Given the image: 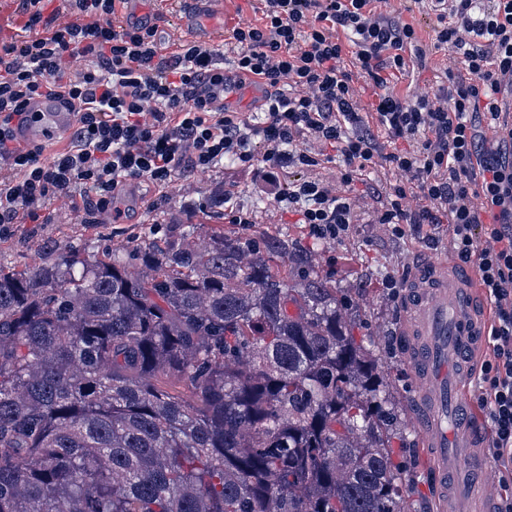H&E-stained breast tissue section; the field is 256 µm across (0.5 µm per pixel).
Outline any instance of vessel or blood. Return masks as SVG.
I'll return each instance as SVG.
<instances>
[{
    "label": "vessel or blood",
    "mask_w": 512,
    "mask_h": 512,
    "mask_svg": "<svg viewBox=\"0 0 512 512\" xmlns=\"http://www.w3.org/2000/svg\"><path fill=\"white\" fill-rule=\"evenodd\" d=\"M145 12L141 0H127L122 22L135 19L157 24L175 20L184 31L208 45L221 46L245 15L237 0H155ZM33 130L52 138L71 122L66 110L41 106ZM403 315L399 324L402 363L412 377L422 414L420 440L430 453L431 479L439 500L455 506L468 500L473 512H490L498 480L477 454L476 425L464 401L467 372L463 353L479 345L483 317L474 303V282L447 258L433 260L403 283Z\"/></svg>",
    "instance_id": "b4317fda"
}]
</instances>
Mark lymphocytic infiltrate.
<instances>
[{"label":"lymphocytic infiltrate","instance_id":"obj_1","mask_svg":"<svg viewBox=\"0 0 512 512\" xmlns=\"http://www.w3.org/2000/svg\"><path fill=\"white\" fill-rule=\"evenodd\" d=\"M49 2L19 0L27 20L0 40V224L37 222L54 198L119 217L141 182L153 209L177 171L228 159L304 234L335 243L364 182L371 221L432 246L449 228L453 260L475 264L486 336L472 409L492 429L487 455L512 472V113L499 102L512 91V0H259L227 43L228 66L262 81L257 120L225 105L218 49L122 26L123 0ZM439 52L432 90L397 91ZM38 99L73 114L51 153L21 139ZM384 166L394 183L372 179ZM413 188L416 211L403 205Z\"/></svg>","mask_w":512,"mask_h":512}]
</instances>
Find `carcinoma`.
Instances as JSON below:
<instances>
[{"label": "carcinoma", "instance_id": "obj_1", "mask_svg": "<svg viewBox=\"0 0 512 512\" xmlns=\"http://www.w3.org/2000/svg\"><path fill=\"white\" fill-rule=\"evenodd\" d=\"M0 267V512H407L378 361L286 240ZM140 271L134 273L131 268Z\"/></svg>", "mask_w": 512, "mask_h": 512}]
</instances>
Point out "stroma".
Listing matches in <instances>:
<instances>
[{
  "instance_id": "1",
  "label": "stroma",
  "mask_w": 512,
  "mask_h": 512,
  "mask_svg": "<svg viewBox=\"0 0 512 512\" xmlns=\"http://www.w3.org/2000/svg\"><path fill=\"white\" fill-rule=\"evenodd\" d=\"M228 182L234 184L238 202L248 206L257 204L250 176L228 163L205 175L197 171L177 172L167 198L154 211L144 206L140 191L129 193L121 204L123 215L116 221L108 217L100 224H84L70 210L67 201L57 199L48 202L44 223L12 225L9 237L0 241V264L19 269L37 265L43 258L40 245L46 241L60 248L76 246L90 252L104 248L122 249L148 234L164 238L180 233L193 222L205 225L209 230H222L225 235L247 242L252 253L265 248L267 241L273 238L285 239L299 246L308 245L312 267L322 278L342 289L346 310L356 319L358 335L369 340L390 384V397L398 410L397 420L405 437L408 502L413 512H441L442 506L424 476L426 459L416 453L420 440L413 424L410 381L395 346L401 304L391 301L379 284L388 278L401 279L415 256L428 260L447 254V242H440L433 248L411 236L393 237L386 225L371 223L367 214L376 202L366 195L360 184L356 185L353 194L358 200L361 215L347 237L335 244L304 242L293 215L273 207L263 209L262 223L251 225L246 230L225 223L219 214L206 211L190 219L181 213L180 206L184 200L208 204L210 198L223 191Z\"/></svg>"
}]
</instances>
